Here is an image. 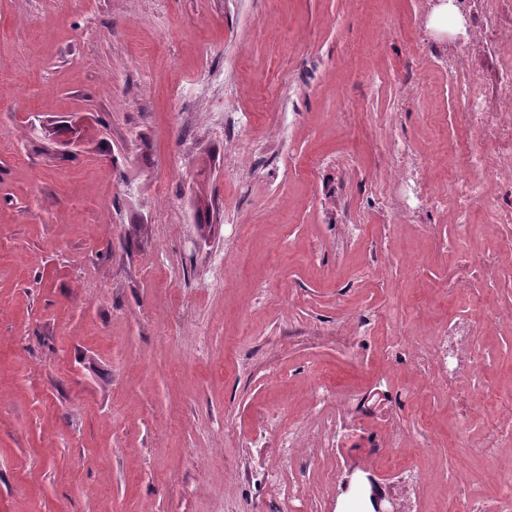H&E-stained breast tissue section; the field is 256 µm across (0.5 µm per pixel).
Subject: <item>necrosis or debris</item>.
Listing matches in <instances>:
<instances>
[{
    "mask_svg": "<svg viewBox=\"0 0 512 512\" xmlns=\"http://www.w3.org/2000/svg\"><path fill=\"white\" fill-rule=\"evenodd\" d=\"M452 4L466 22L465 38L449 47L430 42L426 52L448 72L454 122L461 135L456 143L459 166L449 176L444 194L432 188L423 167L407 160L398 161L396 175L399 181L423 188L427 208H452L456 226L464 233L468 212L480 200L486 203L491 223L512 224V0H452ZM490 165L496 170L499 191L488 199L481 175ZM500 266L497 255L481 250L462 255L449 293L470 289L475 277H496ZM471 327V321L453 317L437 331L435 343L394 336L387 350L402 357L405 369L447 387L449 398L464 410L470 399L449 366L451 359L462 356L468 374H478L484 367V359L468 350Z\"/></svg>",
    "mask_w": 512,
    "mask_h": 512,
    "instance_id": "4bbe7bcc",
    "label": "necrosis or debris"
}]
</instances>
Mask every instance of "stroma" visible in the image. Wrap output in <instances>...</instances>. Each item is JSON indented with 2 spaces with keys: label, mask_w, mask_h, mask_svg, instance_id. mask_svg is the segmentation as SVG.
Listing matches in <instances>:
<instances>
[{
  "label": "stroma",
  "mask_w": 512,
  "mask_h": 512,
  "mask_svg": "<svg viewBox=\"0 0 512 512\" xmlns=\"http://www.w3.org/2000/svg\"><path fill=\"white\" fill-rule=\"evenodd\" d=\"M436 11L0 0V512H356L352 462L428 471L419 512L490 507L497 488L457 436L485 438L512 406V330L475 307L512 306V232L478 203L461 238L393 166L409 147L447 189L448 80L423 44L463 24L441 30ZM388 189L407 219L375 208ZM473 247L505 275L449 295ZM383 313L352 350L356 319ZM460 314L488 357L460 379L465 416L381 343ZM357 397L377 399L373 417ZM417 407L432 447H390L387 419L409 432Z\"/></svg>",
  "instance_id": "stroma-1"
}]
</instances>
